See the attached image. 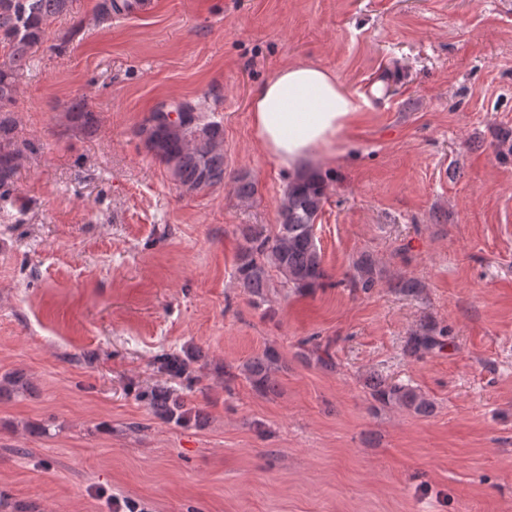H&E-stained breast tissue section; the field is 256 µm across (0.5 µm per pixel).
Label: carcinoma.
I'll return each mask as SVG.
<instances>
[{
	"mask_svg": "<svg viewBox=\"0 0 512 512\" xmlns=\"http://www.w3.org/2000/svg\"><path fill=\"white\" fill-rule=\"evenodd\" d=\"M71 0H0V113L13 111L17 103V80L28 67L38 47L47 42L50 23L66 13ZM144 5V0H96L95 15L106 23L115 17L127 16ZM176 107L181 115L175 121L161 118L160 106H155L143 118L136 135L156 159L164 164L173 180L188 191L204 192L224 185L229 176L224 163L223 127L215 120L206 121L187 102ZM67 111L82 124L91 127L94 115L81 98L72 99ZM11 127L0 117V188L8 187L18 167L20 152L11 147ZM233 179L237 196L252 198L256 183L245 172ZM326 202V185L314 175L290 182L280 208V224L270 231L263 224H244L239 230L240 242L236 253L235 278L243 291L255 303L269 302L273 274L280 284L297 292L324 286L327 278L321 250L316 243L314 227ZM351 287L367 291L375 286L379 270L373 257L361 255L353 263ZM312 345L309 353L325 368L335 367L330 346H322L309 338L301 345ZM447 337L426 327L409 339L407 351L413 355L440 350ZM158 372L192 388L199 380L201 355L195 349L163 352L156 356ZM282 369L278 352L268 347L246 360L238 372L226 371V383L237 377L246 378L263 394H274V375ZM371 399L384 406L406 410L419 417L435 411L434 402L417 388L403 383L379 380L367 382ZM135 398L144 402L159 419L181 426L199 418L201 409L193 400L178 394L166 384L135 389Z\"/></svg>",
	"mask_w": 512,
	"mask_h": 512,
	"instance_id": "obj_1",
	"label": "carcinoma"
}]
</instances>
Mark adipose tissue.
Wrapping results in <instances>:
<instances>
[{"label":"adipose tissue","mask_w":512,"mask_h":512,"mask_svg":"<svg viewBox=\"0 0 512 512\" xmlns=\"http://www.w3.org/2000/svg\"><path fill=\"white\" fill-rule=\"evenodd\" d=\"M360 110V101L333 72L307 63L279 68L254 92L250 105L256 140L298 175L335 157L337 138Z\"/></svg>","instance_id":"adipose-tissue-1"}]
</instances>
